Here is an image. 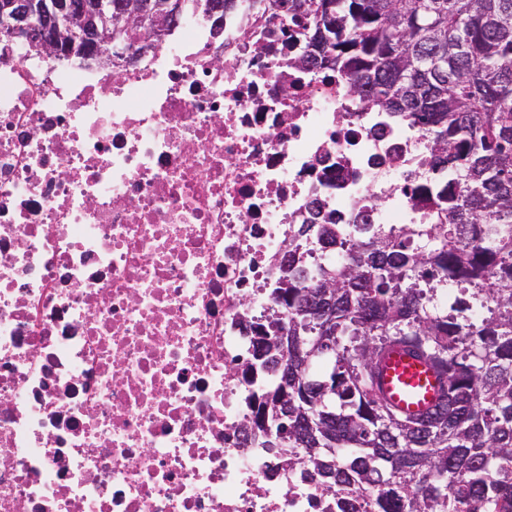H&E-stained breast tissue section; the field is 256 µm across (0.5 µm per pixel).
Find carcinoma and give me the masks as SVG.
<instances>
[{
    "instance_id": "1",
    "label": "carcinoma",
    "mask_w": 512,
    "mask_h": 512,
    "mask_svg": "<svg viewBox=\"0 0 512 512\" xmlns=\"http://www.w3.org/2000/svg\"><path fill=\"white\" fill-rule=\"evenodd\" d=\"M180 14L245 7L283 15L301 62L336 72L347 92L408 119L429 138L431 224L385 233L358 225L348 257L304 275L288 254L277 299L287 372L270 394L288 467L327 492L379 491L378 512H512V0H173ZM299 235L336 238V225ZM456 288L448 310L438 293ZM493 307L480 321L469 303ZM401 344L440 370L445 391L406 417L376 390L377 363Z\"/></svg>"
}]
</instances>
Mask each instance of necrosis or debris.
<instances>
[{
	"label": "necrosis or debris",
	"mask_w": 512,
	"mask_h": 512,
	"mask_svg": "<svg viewBox=\"0 0 512 512\" xmlns=\"http://www.w3.org/2000/svg\"><path fill=\"white\" fill-rule=\"evenodd\" d=\"M181 20L95 68L0 38V512H373L245 432L303 224H427L422 132L295 65L280 20Z\"/></svg>",
	"instance_id": "1"
}]
</instances>
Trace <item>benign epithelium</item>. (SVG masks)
<instances>
[{"mask_svg":"<svg viewBox=\"0 0 512 512\" xmlns=\"http://www.w3.org/2000/svg\"><path fill=\"white\" fill-rule=\"evenodd\" d=\"M0 16L7 21L1 33L12 37L26 32L50 56L59 53L62 40L70 37L78 41L85 59L108 63L114 58L137 61L112 48L130 26L143 27L152 34L179 22L178 12L151 0H0Z\"/></svg>","mask_w":512,"mask_h":512,"instance_id":"7a95c632","label":"benign epithelium"}]
</instances>
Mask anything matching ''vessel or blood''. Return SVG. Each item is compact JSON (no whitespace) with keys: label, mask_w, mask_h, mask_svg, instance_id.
Returning a JSON list of instances; mask_svg holds the SVG:
<instances>
[{"label":"vessel or blood","mask_w":512,"mask_h":512,"mask_svg":"<svg viewBox=\"0 0 512 512\" xmlns=\"http://www.w3.org/2000/svg\"><path fill=\"white\" fill-rule=\"evenodd\" d=\"M378 386L387 401L407 415L426 413L441 395L440 382L427 361L401 348L385 353Z\"/></svg>","instance_id":"vessel-or-blood-1"}]
</instances>
